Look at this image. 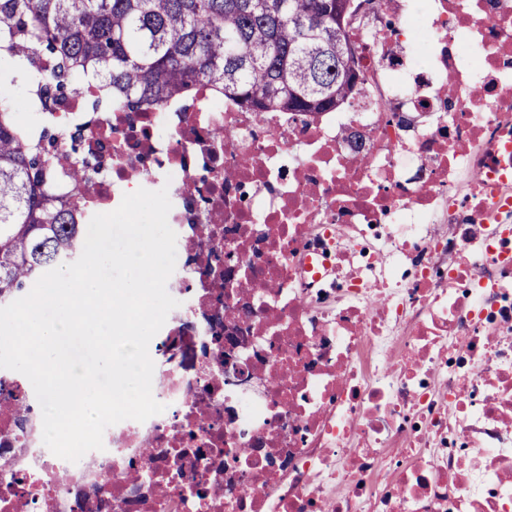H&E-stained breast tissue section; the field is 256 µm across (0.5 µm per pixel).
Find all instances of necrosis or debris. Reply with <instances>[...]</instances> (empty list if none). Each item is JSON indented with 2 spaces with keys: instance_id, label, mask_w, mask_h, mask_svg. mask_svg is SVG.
I'll return each mask as SVG.
<instances>
[{
  "instance_id": "necrosis-or-debris-1",
  "label": "necrosis or debris",
  "mask_w": 512,
  "mask_h": 512,
  "mask_svg": "<svg viewBox=\"0 0 512 512\" xmlns=\"http://www.w3.org/2000/svg\"><path fill=\"white\" fill-rule=\"evenodd\" d=\"M381 4L348 28L340 112H54L103 161L79 188L57 169L65 197L98 214L132 174L167 187L178 351L153 373L163 412L75 463L0 368V512H512V0Z\"/></svg>"
}]
</instances>
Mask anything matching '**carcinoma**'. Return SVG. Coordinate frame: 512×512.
<instances>
[{
  "label": "carcinoma",
  "mask_w": 512,
  "mask_h": 512,
  "mask_svg": "<svg viewBox=\"0 0 512 512\" xmlns=\"http://www.w3.org/2000/svg\"><path fill=\"white\" fill-rule=\"evenodd\" d=\"M0 0V55L25 64L44 111L76 94L74 77L112 86L86 93L84 109L116 104L145 112L189 103L203 87L250 112H327L358 78L343 13L353 0ZM52 63L43 80L41 61ZM13 104L0 103V306L25 296L46 271L79 258L77 201L55 190L67 157L51 151L45 125L31 143ZM100 167L86 155L70 167L79 188Z\"/></svg>",
  "instance_id": "obj_1"
}]
</instances>
